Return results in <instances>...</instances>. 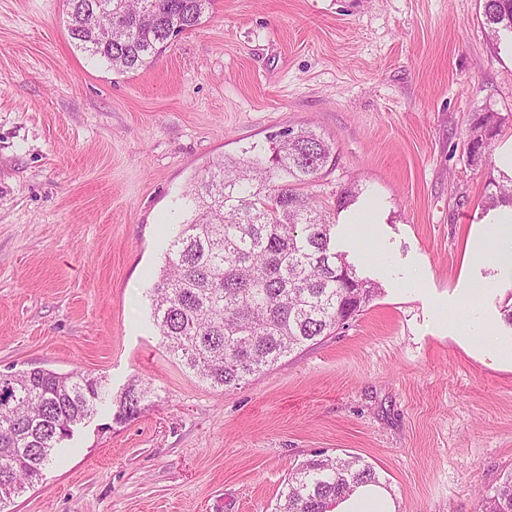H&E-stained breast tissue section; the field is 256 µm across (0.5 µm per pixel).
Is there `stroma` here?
<instances>
[{
	"label": "stroma",
	"instance_id": "1",
	"mask_svg": "<svg viewBox=\"0 0 512 512\" xmlns=\"http://www.w3.org/2000/svg\"><path fill=\"white\" fill-rule=\"evenodd\" d=\"M64 17L63 0H0V371L79 370L102 393L10 512H272L302 463L344 454L399 512H479L512 475V282L467 249L512 141V36L488 35L482 0H214L127 74ZM482 112L504 122L474 166ZM288 127L332 144L307 193L381 291L225 391L162 348L149 291L194 178ZM350 185L370 223L337 211ZM471 323L492 343L454 335ZM134 380L149 395L116 422Z\"/></svg>",
	"mask_w": 512,
	"mask_h": 512
}]
</instances>
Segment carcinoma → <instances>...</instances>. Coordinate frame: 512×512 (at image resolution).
Here are the masks:
<instances>
[{"mask_svg": "<svg viewBox=\"0 0 512 512\" xmlns=\"http://www.w3.org/2000/svg\"><path fill=\"white\" fill-rule=\"evenodd\" d=\"M77 47L117 73L150 63L202 23L213 0H112L98 27L83 11L96 0H65ZM488 29L512 34V0H483ZM502 123L480 114L468 161L483 162ZM334 159L332 144L287 128L241 158L210 164L186 193L190 217L170 241L151 290L161 344L201 380L225 390L345 327L379 293L335 251L334 224L300 189ZM485 207L512 204V178L494 179ZM145 389L132 382L115 419L140 412ZM98 380L78 371L0 372V510L42 479L52 454L95 412ZM356 456L316 458L288 477L274 512H328L352 487L375 482ZM481 512H512V475L481 500Z\"/></svg>", "mask_w": 512, "mask_h": 512, "instance_id": "1", "label": "carcinoma"}]
</instances>
